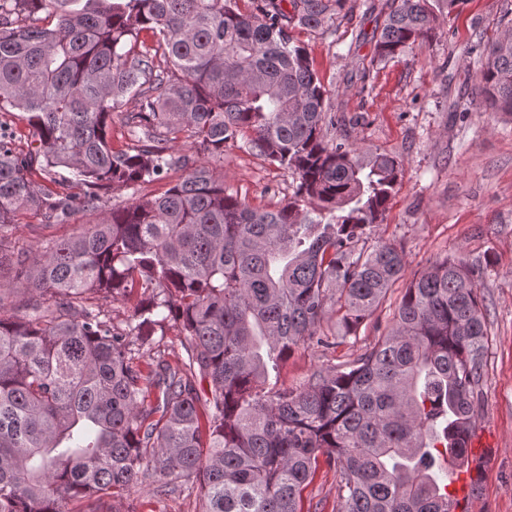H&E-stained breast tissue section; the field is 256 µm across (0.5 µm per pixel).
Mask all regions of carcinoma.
<instances>
[{"label": "carcinoma", "mask_w": 512, "mask_h": 512, "mask_svg": "<svg viewBox=\"0 0 512 512\" xmlns=\"http://www.w3.org/2000/svg\"><path fill=\"white\" fill-rule=\"evenodd\" d=\"M348 0H0V512H104L137 484L199 489L201 512H301L320 465L338 512H450L437 461L468 457L489 347L480 261L439 258L406 287L389 330L298 391L267 389L336 303L343 336L385 301L405 254L371 241L402 161L329 139L336 113L297 24L323 30ZM390 60L432 36L430 0H385ZM151 37L152 43L141 38ZM476 90L512 115V32ZM131 145L112 149V113ZM291 172L274 210L224 189V143ZM196 149L175 155L174 148ZM69 176L57 178V169ZM182 171L157 196L107 192ZM90 216L29 251L8 231ZM134 303L126 327L92 296ZM174 327L184 354L151 355ZM150 354V362L141 358Z\"/></svg>", "instance_id": "1"}]
</instances>
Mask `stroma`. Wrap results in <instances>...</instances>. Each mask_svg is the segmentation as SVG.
Masks as SVG:
<instances>
[{"mask_svg": "<svg viewBox=\"0 0 512 512\" xmlns=\"http://www.w3.org/2000/svg\"><path fill=\"white\" fill-rule=\"evenodd\" d=\"M372 0H348L326 31L299 26L290 34L307 46L339 122L335 137L402 161L404 178L373 235L406 256L401 285L354 335L336 348L301 346L285 360L275 385L304 387L320 369L340 367L373 346L391 325L404 283L430 262L463 252L489 260L480 292L486 306L489 354L476 427L495 450L488 458L476 512H512V117L486 108L475 90L485 46L512 17V0H466L436 14L434 35L394 59L374 58L381 22ZM225 189L251 206L272 209L293 193L292 175L249 153L242 141L224 146L217 167ZM88 217L44 224L20 217L10 232L16 248L67 239ZM337 476L320 468L302 493V512H337ZM113 512H198L196 489L157 499L143 486L112 503Z\"/></svg>", "mask_w": 512, "mask_h": 512, "instance_id": "obj_1", "label": "stroma"}]
</instances>
